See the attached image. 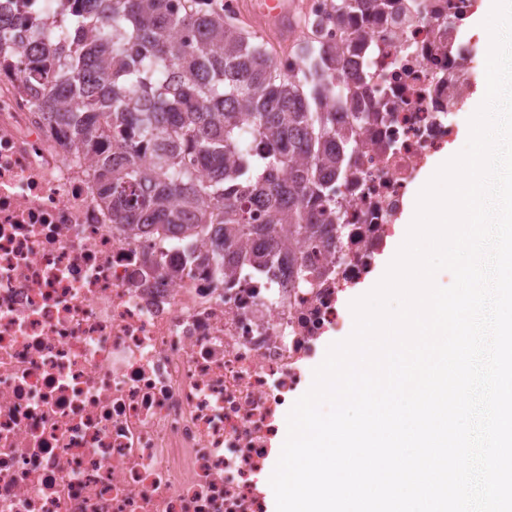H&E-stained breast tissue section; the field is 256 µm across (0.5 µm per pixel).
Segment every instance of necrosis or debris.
<instances>
[{
    "label": "necrosis or debris",
    "mask_w": 512,
    "mask_h": 512,
    "mask_svg": "<svg viewBox=\"0 0 512 512\" xmlns=\"http://www.w3.org/2000/svg\"><path fill=\"white\" fill-rule=\"evenodd\" d=\"M309 0L319 41L358 44L365 82L339 107L359 130L329 248L219 273L210 236L116 223L96 162L49 122L34 18L55 0H0V512H269L260 474L307 389L341 296L392 236L409 188L453 132L448 117L486 59L452 30L477 0H392L336 30Z\"/></svg>",
    "instance_id": "4bbe7bcc"
}]
</instances>
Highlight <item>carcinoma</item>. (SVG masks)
Returning <instances> with one entry per match:
<instances>
[{"label":"carcinoma","instance_id":"cac0c4a2","mask_svg":"<svg viewBox=\"0 0 512 512\" xmlns=\"http://www.w3.org/2000/svg\"><path fill=\"white\" fill-rule=\"evenodd\" d=\"M389 0H330L344 26ZM186 32L190 41L176 34ZM26 74L45 89L48 119L74 129V145L100 160V196L121 224H168L192 237H224L221 263L260 268L295 238L342 235L330 206L344 152L355 143L336 104L363 73L336 47L304 41L299 74L211 0H83L53 27ZM113 138L118 152L100 155ZM256 242L243 254L233 246Z\"/></svg>","mask_w":512,"mask_h":512}]
</instances>
